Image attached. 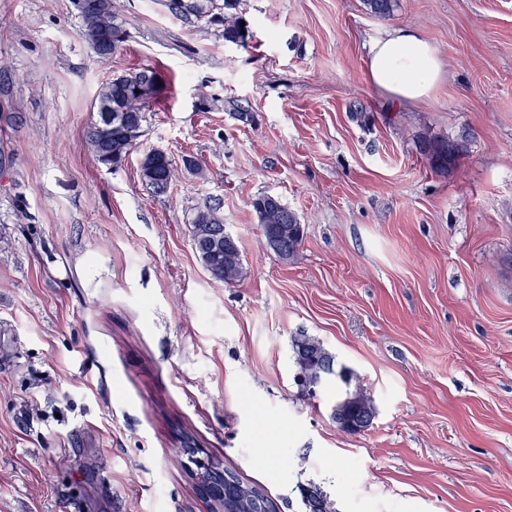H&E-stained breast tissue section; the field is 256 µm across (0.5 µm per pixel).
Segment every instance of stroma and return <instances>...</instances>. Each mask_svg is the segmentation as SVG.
Segmentation results:
<instances>
[{"label":"stroma","mask_w":512,"mask_h":512,"mask_svg":"<svg viewBox=\"0 0 512 512\" xmlns=\"http://www.w3.org/2000/svg\"><path fill=\"white\" fill-rule=\"evenodd\" d=\"M110 64L72 0H0V512H211L214 463L301 512H512V0H241L246 46L186 28L160 0H114ZM418 30L442 72L396 102L371 46ZM160 80L117 167L84 139L112 75ZM249 103L241 122L201 94ZM467 135L447 174L419 136ZM194 157L167 193L145 152ZM304 229L289 262L251 207ZM221 199L243 278L214 280L189 219ZM312 336L376 407L339 431L336 385L301 397L292 339ZM251 206L265 247L281 261L292 260L303 241L302 224L295 213L272 195L258 196ZM302 512H336L334 502L320 486L314 483L299 484L298 487Z\"/></svg>","instance_id":"1"}]
</instances>
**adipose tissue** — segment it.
I'll use <instances>...</instances> for the list:
<instances>
[{"mask_svg":"<svg viewBox=\"0 0 512 512\" xmlns=\"http://www.w3.org/2000/svg\"><path fill=\"white\" fill-rule=\"evenodd\" d=\"M439 74L435 50L412 28L395 29L370 49L367 79L395 99L414 100L427 95Z\"/></svg>","mask_w":512,"mask_h":512,"instance_id":"ef3b65f1","label":"adipose tissue"}]
</instances>
